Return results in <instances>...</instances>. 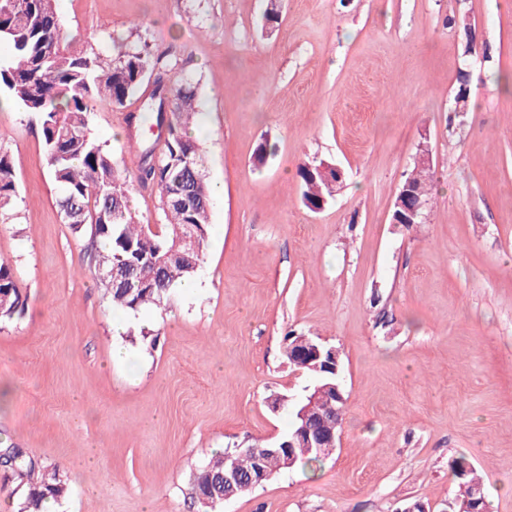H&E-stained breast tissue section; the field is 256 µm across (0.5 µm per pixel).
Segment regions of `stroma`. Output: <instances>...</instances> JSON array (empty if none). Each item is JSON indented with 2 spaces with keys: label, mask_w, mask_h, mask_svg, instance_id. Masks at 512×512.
I'll return each instance as SVG.
<instances>
[{
  "label": "stroma",
  "mask_w": 512,
  "mask_h": 512,
  "mask_svg": "<svg viewBox=\"0 0 512 512\" xmlns=\"http://www.w3.org/2000/svg\"><path fill=\"white\" fill-rule=\"evenodd\" d=\"M264 8L66 4L70 35L104 56L142 38L174 48L205 114L206 178L223 188L197 277L121 335L88 235L63 222L37 116L0 94L18 193L0 259L27 296L24 316L0 323V442L59 467L69 494L56 512H198L197 470L285 436L291 410L267 398L294 402L314 384L286 357L292 331L339 352L336 451L222 512H444L458 458L490 512H512V0H282L272 31ZM463 71L479 106L458 113ZM140 108L136 95L92 114L132 173L127 119ZM424 138L432 206L425 223H392ZM265 141L275 152L259 167ZM312 161L345 174L319 211L297 175Z\"/></svg>",
  "instance_id": "1"
}]
</instances>
